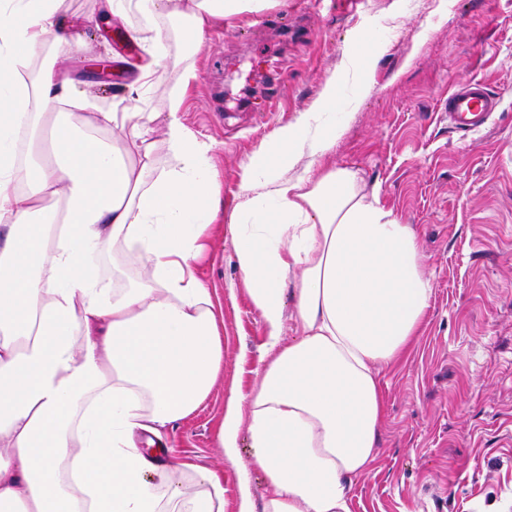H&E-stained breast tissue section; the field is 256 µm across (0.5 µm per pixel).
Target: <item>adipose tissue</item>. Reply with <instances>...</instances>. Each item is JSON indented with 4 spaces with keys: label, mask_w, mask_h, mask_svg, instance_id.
<instances>
[{
    "label": "adipose tissue",
    "mask_w": 512,
    "mask_h": 512,
    "mask_svg": "<svg viewBox=\"0 0 512 512\" xmlns=\"http://www.w3.org/2000/svg\"><path fill=\"white\" fill-rule=\"evenodd\" d=\"M269 3L136 0L150 24L130 37L153 51L134 88L166 59L153 19H186L197 50L215 22ZM59 10L60 0H0V512H224L217 471L154 464L135 442L194 413L224 368L218 311L194 270L218 212L210 147L181 121L173 90L159 102L171 163L155 174L100 136L147 143L145 113L58 111L74 80L47 45L80 53L73 33L93 23L61 25ZM338 134L284 127L243 167L244 190L267 188L275 207L233 239L269 338L247 403H229L219 434L232 464L248 432L269 488L254 502L241 478L239 512H350L384 417L381 373L430 308L415 231L369 201L354 171L285 175ZM109 248L145 277L104 276L91 258ZM288 287L300 337L284 346Z\"/></svg>",
    "instance_id": "obj_1"
}]
</instances>
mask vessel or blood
<instances>
[{"label":"vessel or blood","mask_w":512,"mask_h":512,"mask_svg":"<svg viewBox=\"0 0 512 512\" xmlns=\"http://www.w3.org/2000/svg\"><path fill=\"white\" fill-rule=\"evenodd\" d=\"M499 110L498 97L484 82L470 80L448 92L442 114L461 135H469L486 126Z\"/></svg>","instance_id":"b4317fda"}]
</instances>
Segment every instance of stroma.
Returning a JSON list of instances; mask_svg holds the SVG:
<instances>
[{"label": "stroma", "instance_id": "obj_1", "mask_svg": "<svg viewBox=\"0 0 512 512\" xmlns=\"http://www.w3.org/2000/svg\"><path fill=\"white\" fill-rule=\"evenodd\" d=\"M291 32L262 29L264 13ZM216 24L192 52L185 23L169 19L157 89L184 95L181 118L210 143L219 174L217 228L197 272L224 321V375L189 417L163 432L177 458L220 471L224 512H238L241 475L262 500L268 487L248 438L236 465L218 448L224 409L247 396L268 336L235 261L233 238L272 207L254 189L243 211V165L307 112L340 134L324 155L293 168L356 172L377 207L416 230L433 296L409 355L384 371L385 417L374 460L351 487V512H512V0H275ZM84 50L63 55L90 111L123 104L151 112L156 97L128 95L126 67L112 86L88 71L117 45L81 31ZM196 77L184 82L185 70ZM478 79L500 100L487 126L463 136L438 112L455 85ZM278 92L242 103L241 88ZM329 108H322L324 97Z\"/></svg>", "mask_w": 512, "mask_h": 512}]
</instances>
